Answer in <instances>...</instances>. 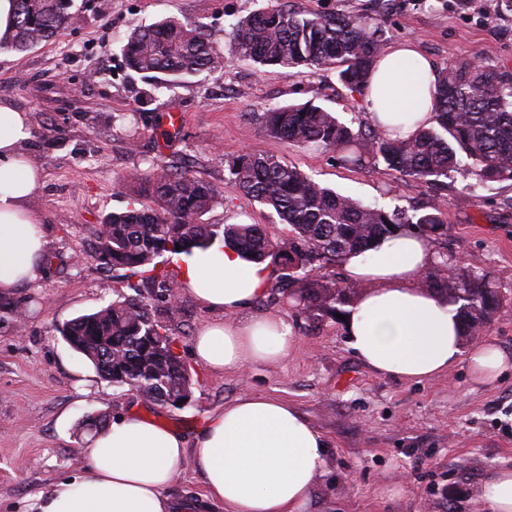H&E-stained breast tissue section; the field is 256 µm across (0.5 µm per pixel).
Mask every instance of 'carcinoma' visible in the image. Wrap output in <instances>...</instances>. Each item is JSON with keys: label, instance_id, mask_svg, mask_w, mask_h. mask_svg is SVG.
Returning <instances> with one entry per match:
<instances>
[{"label": "carcinoma", "instance_id": "obj_1", "mask_svg": "<svg viewBox=\"0 0 512 512\" xmlns=\"http://www.w3.org/2000/svg\"><path fill=\"white\" fill-rule=\"evenodd\" d=\"M72 7L73 0H16L14 23L0 48L23 53L60 37L76 16ZM230 37L244 57L261 66L336 70L341 83L359 93L385 42L377 19L364 14L307 16L276 7L241 19ZM122 52L129 68L155 89L222 66L204 27L174 17L132 31ZM262 126L294 146L333 151L344 166L383 164L403 180L438 182L465 158L480 181L512 182V74L483 63L455 62L437 74L433 122L408 139L392 138L374 124L355 130L311 103L270 108ZM229 173L236 189L288 226L287 237L272 239L256 224L203 223L218 190L187 170L155 164L147 178L154 205L112 212L97 232L98 260L119 272L116 298L62 329L105 379L118 387L137 386L160 405L178 408L183 392L192 390L177 339L139 293L145 283L171 287L164 264L231 246L265 265L272 289L305 318L317 320L344 313L357 292V286L323 273L327 265L404 233L429 238L446 224L436 200L411 211L367 206L271 154L246 152L233 160ZM438 257L423 275L424 286L459 305L464 335L476 336L502 312L498 288L488 274L446 253Z\"/></svg>", "mask_w": 512, "mask_h": 512}]
</instances>
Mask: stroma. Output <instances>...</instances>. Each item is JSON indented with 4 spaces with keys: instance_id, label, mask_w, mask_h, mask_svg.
<instances>
[{
    "instance_id": "1",
    "label": "stroma",
    "mask_w": 512,
    "mask_h": 512,
    "mask_svg": "<svg viewBox=\"0 0 512 512\" xmlns=\"http://www.w3.org/2000/svg\"><path fill=\"white\" fill-rule=\"evenodd\" d=\"M75 4L80 23L61 37L25 53L0 49V101L32 117L25 150L43 178L31 205L52 257L36 283L7 297L24 322L0 317V512H37V494L77 471L98 417L135 412L190 437L246 393L293 402L328 439L310 512H486L481 483L512 460V369L491 385L473 380L463 362L421 384L382 377L354 355L343 320L309 322L271 290L251 311L291 324L295 342L287 357L217 373L195 360L191 345L218 315L178 286L171 293L179 313L167 327L194 385L189 403L173 408L100 377L60 330L112 301L115 274L97 260L95 232L109 213L151 205L142 176L152 163L188 168L218 189L204 223L256 224L270 237L286 235L275 214L229 181L232 160L258 152L387 209L440 196L447 227L433 237L434 248L495 281L504 312L480 338L512 355V183L476 187L465 166L434 190L381 165L345 168L333 152L268 136L261 115L275 106L311 101L355 127L367 122L368 106L336 71L260 67L244 60L229 37L240 18L285 4L307 15H375L388 43L414 41L439 68L474 59L512 67V14L497 15L496 0H470L465 9L459 0H386L381 9L375 0ZM169 16L204 26L224 67L146 102V84L128 68L121 40ZM167 493L199 512H224L205 500L191 461Z\"/></svg>"
}]
</instances>
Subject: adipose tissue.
Returning a JSON list of instances; mask_svg holds the SVG:
<instances>
[{"instance_id":"adipose-tissue-1","label":"adipose tissue","mask_w":512,"mask_h":512,"mask_svg":"<svg viewBox=\"0 0 512 512\" xmlns=\"http://www.w3.org/2000/svg\"><path fill=\"white\" fill-rule=\"evenodd\" d=\"M437 68L414 42L391 45L375 59L364 96L370 119L401 125L411 136L432 118ZM32 118L0 105V294L43 274L47 242L30 203L42 169L22 150ZM436 260L427 238L404 234L370 256L344 262L359 293L345 326L355 356L377 375L423 383L466 363L481 383L495 382L512 356L490 341L466 345L455 304L419 284ZM269 271L234 248L186 258L182 281L221 320L203 325L195 359L212 371L287 357L293 329L284 319L248 313L267 291ZM328 442L294 404L248 393L214 413L194 438L141 416L126 415L100 431L82 454L81 473L37 497L38 512H173L166 494L185 457H192L209 502L224 512H308L324 471ZM489 512H512V464L481 486Z\"/></svg>"}]
</instances>
